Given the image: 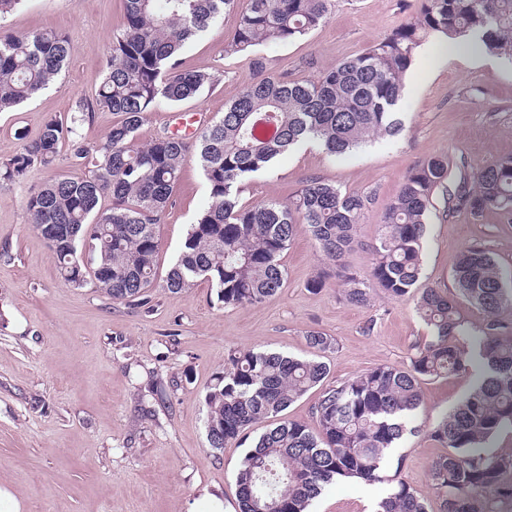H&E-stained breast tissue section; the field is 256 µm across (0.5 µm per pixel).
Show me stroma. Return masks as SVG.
Listing matches in <instances>:
<instances>
[{
    "label": "stroma",
    "instance_id": "obj_1",
    "mask_svg": "<svg viewBox=\"0 0 512 512\" xmlns=\"http://www.w3.org/2000/svg\"><path fill=\"white\" fill-rule=\"evenodd\" d=\"M415 9L416 0H334L329 20L305 39L232 55L224 48L238 17L226 14L180 55L183 69L214 73V86L147 113L138 139L150 143L183 120L192 129L204 127L261 72L315 78L384 38ZM123 14V0H23L6 18L15 34L64 33L74 52L42 94L0 112V158L21 149L17 132L35 138L47 116L70 118L76 104L94 96ZM472 55L457 49L433 76L411 69L398 104L406 126L401 136L343 157L314 144L300 147L278 160L274 174L254 175L242 201L288 200L312 176L361 194V246L347 263L367 275L365 246L376 239L384 205L415 164L445 153L465 158L475 171L512 155V61L500 58L489 67L472 63ZM83 173L62 157L52 167L30 169L22 182H0V481L12 484L24 512H208L207 491L223 501L224 512H236L235 471L251 440L271 424H255L248 442L228 443L220 455L209 450L204 395L229 352L265 349L306 358L313 351L305 334L316 330L333 341L324 354L333 385L381 364L406 365L413 345L431 339L414 300L396 301L378 288L367 307L354 308L341 299L333 277L320 293L309 292L307 280L327 264L302 231L283 254V287L256 307L218 305L205 282L179 293L154 286L146 310L89 286L70 287L33 229L25 201L54 176ZM207 198L199 165L187 161L158 227L160 272H167ZM475 243L512 273L511 222L494 209L477 220L448 219L442 198H435L421 287L451 288L459 252ZM471 384L467 374L423 381L414 412L420 431L406 435L394 452L402 477L435 510L441 501L429 469L443 448L426 431ZM388 492L385 483L337 481L311 512H376Z\"/></svg>",
    "mask_w": 512,
    "mask_h": 512
}]
</instances>
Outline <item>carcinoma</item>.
<instances>
[{
	"mask_svg": "<svg viewBox=\"0 0 512 512\" xmlns=\"http://www.w3.org/2000/svg\"><path fill=\"white\" fill-rule=\"evenodd\" d=\"M123 29L112 38L95 104L81 102L63 120L47 117L38 133L0 160V180L16 182L37 166L50 167L63 146L84 176L58 175L30 191L26 210L73 288L91 285L113 300L146 307L157 276V227L172 204L187 157H196L208 202L190 225L165 277L181 292L207 281L224 306H257L283 286L284 251L305 229L317 251L336 268L340 296L364 308L382 288L394 300L416 299L432 339L416 344L404 366L382 364L326 387L313 406L315 427L284 420L254 443L237 468L238 512H308L336 479L386 482L376 512H431L427 500L389 472L390 451L408 430L421 403L425 379L449 377L476 366L483 376L428 432L447 452L434 460L430 481L441 512H512V455L489 443L512 430V286L483 248L463 250L453 271L455 293L419 289L428 207L437 191L444 214L480 218L490 209L512 219V157L472 172L462 159L428 157L405 175L382 212L375 243L366 247L369 274L344 265L356 237L364 200L319 178L307 179L286 201L243 203L245 180L271 173L279 157L312 143L330 156L401 135L396 111L405 77L429 38L470 46L479 34L484 50L512 60V0H417L415 16L361 54L323 70L315 79L268 74L243 87L224 113L193 139L178 134L137 143L146 114L193 98L215 75L185 71L180 54L196 36L238 13L233 53L271 42L304 39L332 13L334 0H123ZM73 53L62 33L22 35L0 28V111L36 97ZM123 115L105 140L84 144L81 128L95 107ZM104 198L111 200L105 209ZM112 275L103 287L102 275ZM467 303L483 313L472 325ZM317 356L299 359L270 351H235L204 397L209 448L219 453L243 442L258 422L277 417L328 375L322 353L332 341L306 334Z\"/></svg>",
	"mask_w": 512,
	"mask_h": 512,
	"instance_id": "1",
	"label": "carcinoma"
}]
</instances>
